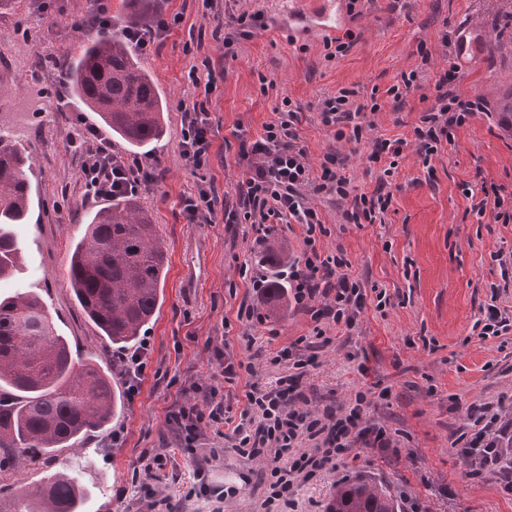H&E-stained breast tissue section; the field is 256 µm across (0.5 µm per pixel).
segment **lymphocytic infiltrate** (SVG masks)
Masks as SVG:
<instances>
[{"mask_svg": "<svg viewBox=\"0 0 512 512\" xmlns=\"http://www.w3.org/2000/svg\"><path fill=\"white\" fill-rule=\"evenodd\" d=\"M171 26L161 8L142 23L127 26L124 37L142 55L156 49L169 35ZM462 61H455L438 76L434 103L412 128L411 136L376 135L375 116L384 106L401 110L407 96L420 90V73L401 74L385 93H371L361 99L355 87H344L317 104L323 126L334 133L336 143L328 147L319 165H311L308 151L300 143L301 110H279L275 119L265 123L255 138H241L239 158L247 177L235 199L219 198L213 185L197 184L194 194L181 201L183 215L191 224H211L223 216L228 224L250 225L254 240L264 244L279 225H300L304 258L288 267V283L296 306L310 316L316 327L312 336L296 339L272 357L273 365H292L293 374L275 382H256L253 364L225 358L221 375L227 383L245 382V404L239 419H232L231 408L214 387L198 388L196 400H183L170 410L166 420L174 434V445L189 449L197 441L202 427L224 428V438L246 460L265 464L272 479L265 499V512H289L293 508L295 482H309L317 473L337 468L341 457L354 448H371L386 454L394 448L385 427L365 421L364 393H357L349 408L326 410L316 416L307 409L301 389V368L316 365L318 352L329 344L324 329L356 327L370 301L360 279L350 276L348 263L340 256L319 252L316 242L323 222L314 201L326 198L343 208L344 219L352 224H372L385 214L392 202L388 189L398 169V160L409 146H416L423 162H430L442 146L454 141L476 113L487 111L486 100L478 95L457 92ZM202 104H194L187 115L180 144L182 156L199 169L208 165L212 147V125ZM368 140V160L377 172L370 190L351 193L347 175L349 157L343 147ZM76 150L84 195L89 199L109 198L137 191L156 183L159 176L153 165L129 161L113 152L109 142L95 129L79 135ZM464 196L473 202L476 213L493 212L496 223H512V197L497 185L474 188L464 185ZM501 280L491 284L490 301L481 308L480 338L502 336L512 331V317L498 306L502 288H512V264L501 263ZM151 356L150 344H142L133 353L113 356L112 369L123 381L129 397H137ZM470 425L450 435L453 452L460 459L462 476L467 480L490 477L500 489L512 495V448L502 447L512 437V419L503 406L488 403L470 405ZM312 442L311 451H301L302 442Z\"/></svg>", "mask_w": 512, "mask_h": 512, "instance_id": "lymphocytic-infiltrate-1", "label": "lymphocytic infiltrate"}]
</instances>
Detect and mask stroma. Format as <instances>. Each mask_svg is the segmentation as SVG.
<instances>
[{"label":"stroma","mask_w":512,"mask_h":512,"mask_svg":"<svg viewBox=\"0 0 512 512\" xmlns=\"http://www.w3.org/2000/svg\"><path fill=\"white\" fill-rule=\"evenodd\" d=\"M91 6L92 0H50L43 13L33 0H11L0 9V87L6 90L0 114L20 106L29 110L20 144L31 157L28 177L36 192L27 223L13 228L22 245L21 264L0 282V293L44 290L58 333L83 362L99 360L101 341L74 298L66 268L86 215L102 202L85 200L80 162L69 147L77 128L96 126L97 120L74 102L68 63L88 37L73 22ZM498 7L497 0H372L362 18L347 23L354 44L346 54L329 56L321 35L291 39L256 32L234 43L233 56L226 58L212 32L233 0H168V14L181 21L156 52L140 59L166 105L165 136L147 157L161 177L138 194L166 251L168 271L162 304L140 334L153 347L142 391L111 423L126 428L127 442L106 448L104 433H93L56 457L19 466L13 451L0 450V512H11L16 495L46 484L65 466L94 489L91 512H149L129 487L143 449L163 447L167 461L155 488L177 512H264L268 479L213 429L203 430L194 450L173 447L166 414L179 389L194 384L218 387L229 403L242 395V384L221 376L216 346L253 361L264 384L287 373L285 366L272 365L274 352L312 335L315 324L291 303L263 323L240 322L241 303L262 308L268 302L263 257L269 248L254 245L246 224L220 218L187 223L180 199L203 181L214 182L219 195L235 197L245 178L238 133L257 136L284 101L302 107L300 136L316 164L334 142L316 111L324 95L351 84L367 92L375 86L384 90L401 72L421 67L422 92L408 96L402 112L377 116L380 134H409L428 106L436 73L454 61L443 44L445 33L464 28L491 34ZM421 46L427 59L417 54ZM207 57L224 70L209 95L187 79L190 67ZM265 78L272 87H262ZM508 84L512 37L493 51L476 53L457 89L493 102ZM200 101L207 104L215 137L209 165L196 170L181 157L179 144L184 113ZM485 180L512 192V137L480 113L430 166H423L415 148L405 151L384 223H347L336 204L315 199L325 227L319 250L343 251L349 273L366 278L388 300L382 311L367 308L352 331L328 329L332 342L304 376L303 390L311 409L319 411L352 404L357 393H365L364 418L384 426L399 453L385 457L356 448L344 454L339 470L299 486L297 512H325L345 476L382 487L399 504L408 496L417 499L427 512H512V496L493 479L462 480L463 466L450 447L452 430L468 422L470 403L512 396V332L484 340L474 332L489 285L500 279L495 255L512 252V224L476 214L461 191L462 184ZM382 386L388 398H379ZM199 469L208 485H234L239 494L221 502L196 495ZM121 488L122 498L116 495Z\"/></svg>","instance_id":"stroma-1"}]
</instances>
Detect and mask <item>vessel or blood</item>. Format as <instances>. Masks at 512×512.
Listing matches in <instances>:
<instances>
[{
    "mask_svg": "<svg viewBox=\"0 0 512 512\" xmlns=\"http://www.w3.org/2000/svg\"><path fill=\"white\" fill-rule=\"evenodd\" d=\"M278 13L284 19L283 31L291 34L335 36L347 25L345 0H311L304 11L297 10L290 0H282Z\"/></svg>",
    "mask_w": 512,
    "mask_h": 512,
    "instance_id": "vessel-or-blood-1",
    "label": "vessel or blood"
}]
</instances>
